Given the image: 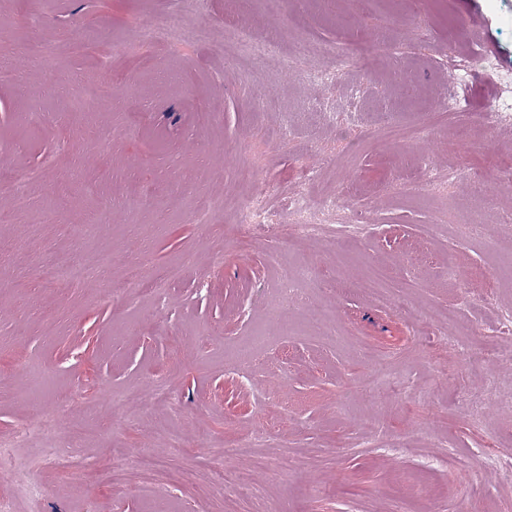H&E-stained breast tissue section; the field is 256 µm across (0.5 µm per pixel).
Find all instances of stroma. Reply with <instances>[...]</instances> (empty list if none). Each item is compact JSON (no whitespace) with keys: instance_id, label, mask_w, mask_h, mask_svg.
Wrapping results in <instances>:
<instances>
[{"instance_id":"35a3bbf8","label":"stroma","mask_w":512,"mask_h":512,"mask_svg":"<svg viewBox=\"0 0 512 512\" xmlns=\"http://www.w3.org/2000/svg\"><path fill=\"white\" fill-rule=\"evenodd\" d=\"M0 0V435L51 414L55 430L15 449L0 497L17 512H512V0ZM184 19L178 44L119 52L140 28ZM479 16L474 41L468 20ZM277 31L251 74L227 55L246 31ZM370 55L337 83L305 75L301 38ZM490 57L465 110H435L457 83L448 46ZM294 66H287V59ZM108 86L88 104L85 87ZM267 108H259V100ZM425 127L402 146L383 114ZM291 125L293 141L278 137ZM39 179H30L31 171ZM454 181L424 198L430 171ZM274 186L279 258L234 225L253 189ZM364 209L349 238L296 241L292 196ZM221 201L198 220L196 198ZM488 233L458 231L460 214ZM96 260L50 287L39 267ZM182 264L160 299L127 306L106 290L126 261ZM389 270V302L353 289ZM304 268L307 306L272 307L280 267ZM453 309L443 323L439 311ZM172 382L153 417L128 413L132 388ZM83 428L82 464L43 462ZM254 439L227 472L255 469L238 492L187 485L177 472L217 459L225 438ZM154 455L159 472L112 468ZM286 458L282 469L261 459ZM25 483L44 489L39 501Z\"/></svg>"}]
</instances>
